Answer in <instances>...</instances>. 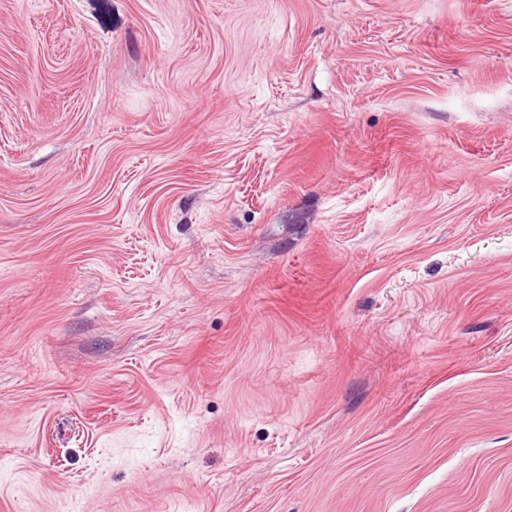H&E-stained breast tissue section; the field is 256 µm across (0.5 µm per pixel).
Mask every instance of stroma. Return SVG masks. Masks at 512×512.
<instances>
[{"label": "stroma", "instance_id": "1", "mask_svg": "<svg viewBox=\"0 0 512 512\" xmlns=\"http://www.w3.org/2000/svg\"><path fill=\"white\" fill-rule=\"evenodd\" d=\"M0 512H512V0H0Z\"/></svg>", "mask_w": 512, "mask_h": 512}]
</instances>
